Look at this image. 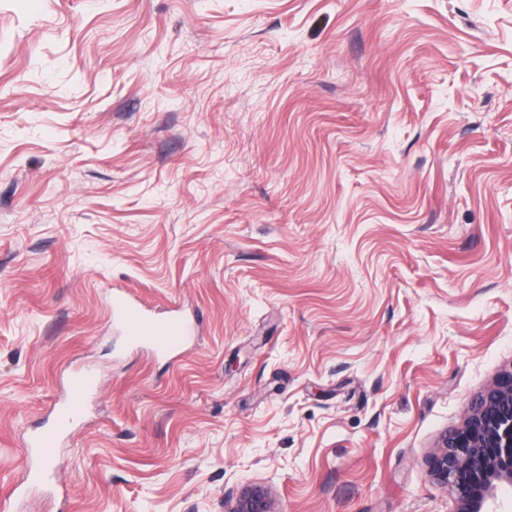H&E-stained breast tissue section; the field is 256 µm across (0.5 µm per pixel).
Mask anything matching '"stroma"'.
I'll return each instance as SVG.
<instances>
[{
	"label": "stroma",
	"mask_w": 512,
	"mask_h": 512,
	"mask_svg": "<svg viewBox=\"0 0 512 512\" xmlns=\"http://www.w3.org/2000/svg\"><path fill=\"white\" fill-rule=\"evenodd\" d=\"M509 365L512 0H0V497L98 378L19 512H452ZM112 309L118 310L130 343L155 353L180 350L191 334V327L181 316L170 311L165 319H156L135 302L123 296L113 298ZM96 384L91 373L70 378L63 397L53 406V425L35 436L29 443V452L43 462L55 461L60 455L61 439L69 434L82 415L89 392ZM225 512H272L268 492L259 485L248 486L231 502H224Z\"/></svg>",
	"instance_id": "stroma-1"
}]
</instances>
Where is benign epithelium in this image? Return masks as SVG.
Here are the masks:
<instances>
[{
	"instance_id": "1",
	"label": "benign epithelium",
	"mask_w": 512,
	"mask_h": 512,
	"mask_svg": "<svg viewBox=\"0 0 512 512\" xmlns=\"http://www.w3.org/2000/svg\"><path fill=\"white\" fill-rule=\"evenodd\" d=\"M430 469L449 488L452 512H503L498 489L512 486V365L470 405L463 427L444 436ZM224 512H272L268 492L248 486Z\"/></svg>"
}]
</instances>
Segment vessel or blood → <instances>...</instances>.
Returning <instances> with one entry per match:
<instances>
[{"mask_svg":"<svg viewBox=\"0 0 512 512\" xmlns=\"http://www.w3.org/2000/svg\"><path fill=\"white\" fill-rule=\"evenodd\" d=\"M112 307L118 310L129 341L135 347L171 353L180 350L191 334L190 325L178 314L159 320L123 296L113 298ZM95 384L96 380L90 373L68 380L62 398L53 406V425L32 439L29 444L31 454L44 462H52L59 457L60 442L82 415L87 396Z\"/></svg>","mask_w":512,"mask_h":512,"instance_id":"1","label":"vessel or blood"}]
</instances>
